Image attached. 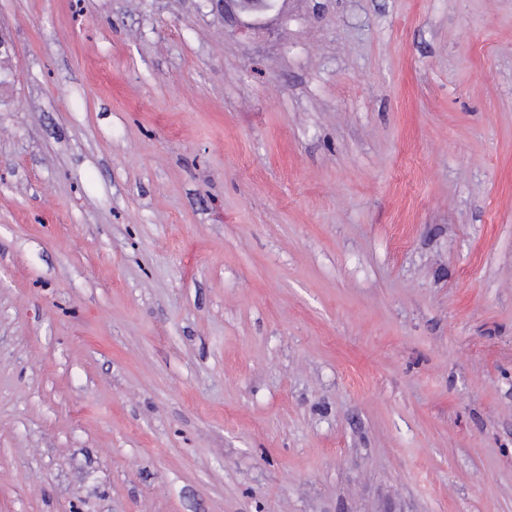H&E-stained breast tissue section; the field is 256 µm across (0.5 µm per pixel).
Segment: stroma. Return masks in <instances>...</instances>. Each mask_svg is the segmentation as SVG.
Listing matches in <instances>:
<instances>
[{"label":"stroma","mask_w":512,"mask_h":512,"mask_svg":"<svg viewBox=\"0 0 512 512\" xmlns=\"http://www.w3.org/2000/svg\"><path fill=\"white\" fill-rule=\"evenodd\" d=\"M0 512H512V0H0Z\"/></svg>","instance_id":"obj_1"}]
</instances>
